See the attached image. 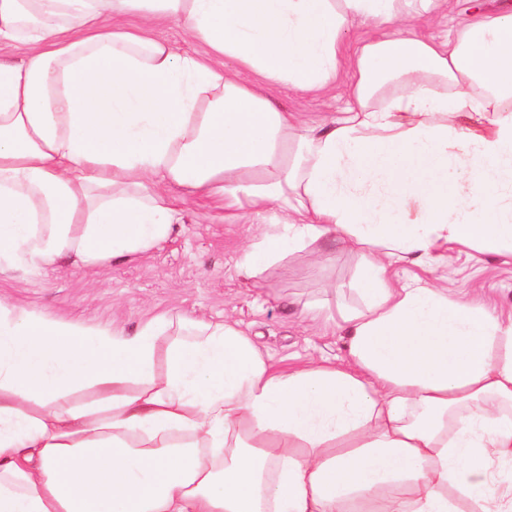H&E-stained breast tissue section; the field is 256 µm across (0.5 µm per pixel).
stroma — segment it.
<instances>
[{
	"label": "stroma",
	"mask_w": 512,
	"mask_h": 512,
	"mask_svg": "<svg viewBox=\"0 0 512 512\" xmlns=\"http://www.w3.org/2000/svg\"><path fill=\"white\" fill-rule=\"evenodd\" d=\"M512 0H460L447 20L415 22L424 37L451 32L473 10L495 14ZM273 103L306 119L338 115L348 104L344 88L326 96L276 89ZM181 199L182 220L153 251L87 267L64 259L33 271L0 274V297L90 326L135 331L162 313L237 323L270 363L288 370L310 362L344 365L346 339L334 324L312 320L308 308L320 305L332 316L360 307L357 254L319 252L317 245L287 254L255 275L240 268L245 249L264 225L252 215L234 222L212 201L172 187ZM399 283L422 280L447 287L449 296H471L512 311V255H495L454 244L425 266L397 262L388 269Z\"/></svg>",
	"instance_id": "35a3bbf8"
}]
</instances>
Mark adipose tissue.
Wrapping results in <instances>:
<instances>
[{
    "label": "adipose tissue",
    "mask_w": 512,
    "mask_h": 512,
    "mask_svg": "<svg viewBox=\"0 0 512 512\" xmlns=\"http://www.w3.org/2000/svg\"><path fill=\"white\" fill-rule=\"evenodd\" d=\"M453 7L0 0L22 53L0 60V274L148 252L176 185L268 221L247 274L327 241L365 297L348 365L288 371L225 321L129 333L0 300V512H512L491 469L512 463V314L386 277L448 243L512 253V13L413 32ZM172 23L205 53L153 36ZM357 23L379 32L351 51ZM340 81L330 119L268 97Z\"/></svg>",
    "instance_id": "obj_1"
}]
</instances>
